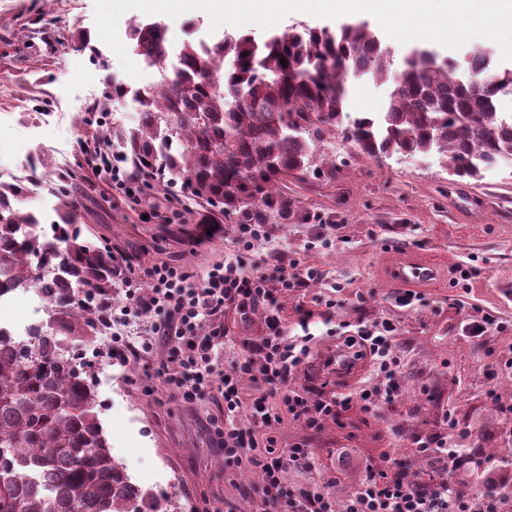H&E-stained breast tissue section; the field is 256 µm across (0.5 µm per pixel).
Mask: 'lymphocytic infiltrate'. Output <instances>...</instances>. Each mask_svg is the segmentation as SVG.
Here are the masks:
<instances>
[{"mask_svg":"<svg viewBox=\"0 0 512 512\" xmlns=\"http://www.w3.org/2000/svg\"><path fill=\"white\" fill-rule=\"evenodd\" d=\"M94 152L97 171L106 173L116 189L129 196L138 190V174L127 167L121 155L100 144L95 145ZM268 238L266 225H240L234 254L197 280L183 267L168 263L146 269L142 280L124 276L123 306L113 307L105 298L97 301L104 324L113 329L102 349L103 356L121 365L131 355L149 357L160 344L166 349V357L154 373L166 385L187 400L200 401L220 393L224 423L214 427L212 439L224 454L226 470L258 461L259 476L251 484L250 493L259 500L263 512H512V488L503 486L491 493L454 481L464 456L448 445L449 436L457 428L449 416L438 430L415 440L417 455L438 460L436 472L424 474L410 469L402 460L389 458L384 465L368 468L365 479L344 500L325 484L288 486L286 473L311 471L314 458L300 444L278 447L271 436L265 444H258L257 431L273 429L284 411L303 427L316 429L326 421H340L352 409L367 413L379 401L394 402L402 360L392 344L393 324H361L345 343L370 358L375 385L356 394L329 397L312 384L294 386L315 339L310 329L315 313L298 307L299 331L290 334L279 298L308 287L319 279L320 272L295 262L285 266L267 261L263 266H252L255 247ZM258 310L264 315L265 335L247 344L243 360L233 362L230 369L221 368L216 347L226 330L219 324V317ZM147 316L153 323L139 345H132L116 328L117 322ZM245 378L256 386L247 403L241 397V381ZM275 396L282 405L278 412L269 404Z\"/></svg>","mask_w":512,"mask_h":512,"instance_id":"obj_1","label":"lymphocytic infiltrate"}]
</instances>
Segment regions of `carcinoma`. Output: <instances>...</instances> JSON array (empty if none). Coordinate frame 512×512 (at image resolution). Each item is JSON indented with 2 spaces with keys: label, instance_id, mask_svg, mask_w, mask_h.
Instances as JSON below:
<instances>
[{
  "label": "carcinoma",
  "instance_id": "1",
  "mask_svg": "<svg viewBox=\"0 0 512 512\" xmlns=\"http://www.w3.org/2000/svg\"><path fill=\"white\" fill-rule=\"evenodd\" d=\"M158 22H135L128 39L160 80L133 92L139 120L112 125L101 139L142 172L167 171L192 199L238 224L288 223V177L307 170L313 135L342 124L350 82L364 75L389 85L383 112H361L343 130L369 156L434 154L448 173L477 179L512 160V115L500 112L512 68L488 50L464 70L434 49L415 47L394 64L392 50L366 21L337 30L291 28L262 42L224 36L209 49L183 43L170 57ZM286 64H281V61ZM67 174L53 234L23 198L36 183L0 184V280L41 290L55 326L14 341L0 330V512H159L112 458L84 367L65 357L66 337L99 330L92 299L112 292V254L88 246L76 226ZM57 273L42 284L38 269ZM84 295L87 303H78Z\"/></svg>",
  "mask_w": 512,
  "mask_h": 512
}]
</instances>
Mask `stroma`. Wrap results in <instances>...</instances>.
Returning a JSON list of instances; mask_svg holds the SVG:
<instances>
[{
	"label": "stroma",
	"instance_id": "obj_1",
	"mask_svg": "<svg viewBox=\"0 0 512 512\" xmlns=\"http://www.w3.org/2000/svg\"><path fill=\"white\" fill-rule=\"evenodd\" d=\"M94 0H0V170H16L29 144L50 150L40 187L22 202L27 211L55 213L61 204L59 174L71 168L91 174L78 144L95 135L97 117L136 122L131 99L110 98L116 84L147 89L159 79L142 66L127 75L116 54L96 36ZM92 35L82 48L79 32ZM292 218L269 224V241L256 260L297 261L320 269L321 280L283 297V315L294 324L296 306L314 307L342 287V306L328 323L313 325L317 340L310 362L317 365L342 345L348 325L388 321L404 368L395 408L352 410L343 425L325 422L315 431L282 417L272 435L278 444H305L326 466L321 481L339 499L357 487L365 469L382 454L409 460L412 437L439 429L445 414L462 422L458 448L492 454L489 470L512 473V370L500 354L512 349V163L481 178L456 179L436 157H372L356 151L340 131L315 139L313 159L301 178L289 179ZM84 236L134 259L136 275L158 263L179 265L203 276L232 254L234 222L205 245L193 234L205 204L174 200L164 184L141 186L129 197L109 188L104 176L72 192ZM410 254L435 265L431 282L417 285L415 308L395 302L402 286L391 265ZM491 315L505 331L470 336V318ZM221 361L245 353L247 342L265 332L264 318L227 315ZM105 338L68 337L74 352H93L92 382L99 417L118 461L143 491L169 501L167 512H257L244 495L258 472L244 464L224 470L210 421H223L224 400L213 395L188 401L159 379L141 381L142 362L130 358L125 375L96 351Z\"/></svg>",
	"mask_w": 512,
	"mask_h": 512
}]
</instances>
